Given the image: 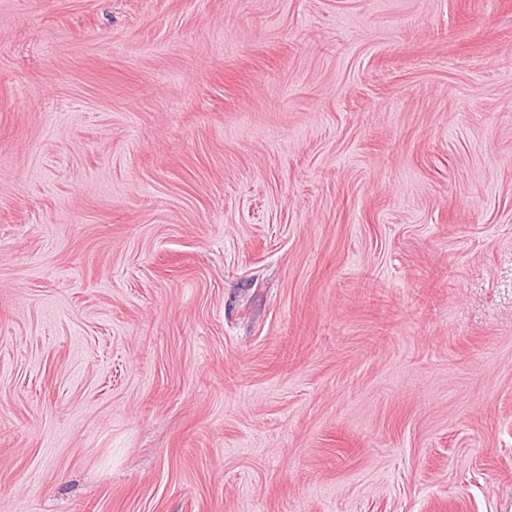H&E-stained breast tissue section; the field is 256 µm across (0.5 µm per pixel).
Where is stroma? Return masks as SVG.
Segmentation results:
<instances>
[{
	"label": "stroma",
	"mask_w": 512,
	"mask_h": 512,
	"mask_svg": "<svg viewBox=\"0 0 512 512\" xmlns=\"http://www.w3.org/2000/svg\"><path fill=\"white\" fill-rule=\"evenodd\" d=\"M0 512H512V0H0Z\"/></svg>",
	"instance_id": "obj_1"
}]
</instances>
